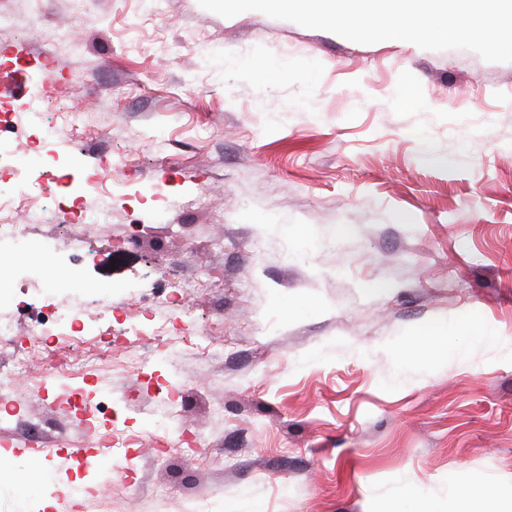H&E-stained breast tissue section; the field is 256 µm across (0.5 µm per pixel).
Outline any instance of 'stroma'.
Masks as SVG:
<instances>
[{
	"mask_svg": "<svg viewBox=\"0 0 512 512\" xmlns=\"http://www.w3.org/2000/svg\"><path fill=\"white\" fill-rule=\"evenodd\" d=\"M12 24L0 81L46 119L76 113L63 168L112 221L46 257L44 225L0 273V313L25 337L46 296L96 283L120 302L80 315L111 326L134 372L103 357L84 394H125L114 432L138 434L122 465L86 441L76 410L30 362L0 422V512H379L408 491L453 512L459 469L512 488V62L465 49L360 44L258 11L225 18L198 0H0ZM413 91L414 100L404 98ZM133 163L123 185L113 167ZM207 210L188 207L197 193ZM205 287H194L198 273ZM194 328L142 341L173 291ZM470 315L475 343L419 357V333ZM36 418L72 443L36 480ZM168 449L155 461L161 424ZM203 429L204 449L183 429ZM91 454L81 500L64 499Z\"/></svg>",
	"mask_w": 512,
	"mask_h": 512,
	"instance_id": "obj_1",
	"label": "stroma"
}]
</instances>
